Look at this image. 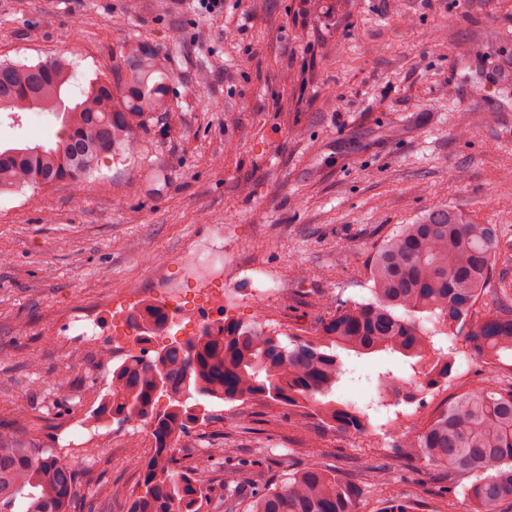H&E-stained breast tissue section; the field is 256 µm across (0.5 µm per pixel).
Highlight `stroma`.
I'll return each mask as SVG.
<instances>
[{"mask_svg": "<svg viewBox=\"0 0 512 512\" xmlns=\"http://www.w3.org/2000/svg\"><path fill=\"white\" fill-rule=\"evenodd\" d=\"M133 42L160 60L171 113L87 179L0 193V423L72 468L73 512H128L145 491L128 450L149 457L152 435L100 412L124 353L107 335L110 303L128 291L159 303L196 242L223 231L241 269L230 286L242 300L226 316L307 336L324 302L368 301L373 249L435 209L512 240V76L495 71L512 64V0H224L216 13L195 0H0V61L62 56L83 83L111 78ZM59 127L47 112L1 115L0 143L44 144ZM252 267L274 271L283 294L254 297ZM90 307L106 332L97 350L59 341L67 316ZM344 365L358 378L339 384L340 402L375 399L382 371L412 376L390 353ZM486 375L458 353L448 382L378 409L384 432L212 402V420L191 425L174 456L185 472L213 456L214 481L227 445L270 482L317 462L364 481L362 512L391 497L441 512L447 472L403 460L397 436ZM78 416L102 418L97 444L67 447L63 428Z\"/></svg>", "mask_w": 512, "mask_h": 512, "instance_id": "stroma-1", "label": "stroma"}]
</instances>
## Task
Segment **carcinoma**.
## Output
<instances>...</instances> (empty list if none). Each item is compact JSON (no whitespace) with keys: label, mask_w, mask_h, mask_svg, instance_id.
Returning <instances> with one entry per match:
<instances>
[{"label":"carcinoma","mask_w":512,"mask_h":512,"mask_svg":"<svg viewBox=\"0 0 512 512\" xmlns=\"http://www.w3.org/2000/svg\"><path fill=\"white\" fill-rule=\"evenodd\" d=\"M74 80L62 57L35 65L0 62V112H51L61 121L52 142L0 146V193L87 178L101 157L135 145V127L170 107L159 60L139 46L127 51L111 81ZM501 247V225L477 224L453 208H439L403 225L374 250L372 300L337 310L313 337L289 334L286 344L260 323L226 317L162 346L161 355H128L112 370L103 411L119 422L150 421L154 438L144 462L139 449H129L147 492L128 512H201L205 498L217 512H360L363 485L321 464H304L273 483L245 469L230 480L211 481L210 457L192 476L174 464L172 445L210 401L260 400L309 409L355 432L371 426L363 408L332 399L345 352L408 359L424 389L448 380L461 341L485 364L500 360V353L512 352V289H500L508 308L478 319L473 309L493 279ZM128 318L151 331L167 322L157 306L135 308ZM160 369L168 378L165 394L156 385ZM487 374L479 386L401 433L405 458L448 470L446 512H457L455 481L463 479L469 483L462 512H502L512 502V387ZM396 383L407 385L390 373L379 376L378 405L397 404L400 393L391 392ZM163 398L168 404L162 409ZM76 484L74 471L52 449L26 443L16 429L0 425V512H71Z\"/></svg>","instance_id":"carcinoma-1"}]
</instances>
